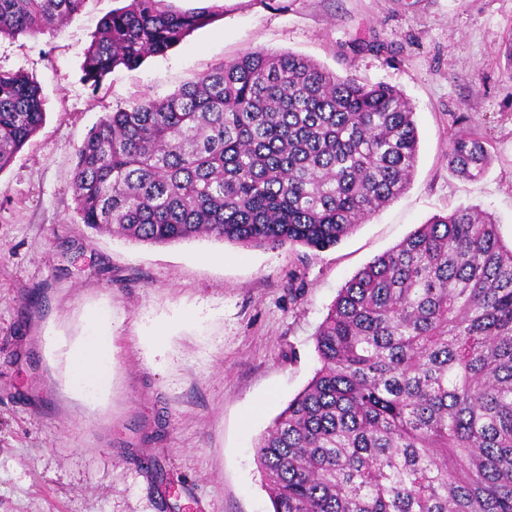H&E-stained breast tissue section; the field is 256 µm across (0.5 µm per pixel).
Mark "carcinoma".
I'll use <instances>...</instances> for the list:
<instances>
[{
  "mask_svg": "<svg viewBox=\"0 0 512 512\" xmlns=\"http://www.w3.org/2000/svg\"><path fill=\"white\" fill-rule=\"evenodd\" d=\"M84 2L0 0V36L53 31ZM206 19L129 0L86 50L87 80ZM413 115L391 86L250 51L106 114L76 154V213L138 243L325 250L407 189ZM43 121L37 84L0 72V171ZM447 160L477 178L492 155L455 136ZM315 350L320 368L255 448L274 512H512V246L490 215H439L366 264Z\"/></svg>",
  "mask_w": 512,
  "mask_h": 512,
  "instance_id": "cac0c4a2",
  "label": "carcinoma"
}]
</instances>
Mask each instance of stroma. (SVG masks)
<instances>
[{
    "label": "stroma",
    "mask_w": 512,
    "mask_h": 512,
    "mask_svg": "<svg viewBox=\"0 0 512 512\" xmlns=\"http://www.w3.org/2000/svg\"><path fill=\"white\" fill-rule=\"evenodd\" d=\"M125 4L85 0L60 30L0 37V71L32 78L46 114L0 171V512H272L255 447L319 368L339 289L460 207L512 242V0H165L210 17L91 85L85 51ZM256 49L399 90L419 139L407 190L322 251L149 245L82 224L75 155L102 116ZM454 135L486 143L484 176L449 169ZM97 316L112 361L102 395L81 396L65 347Z\"/></svg>",
    "instance_id": "stroma-1"
}]
</instances>
